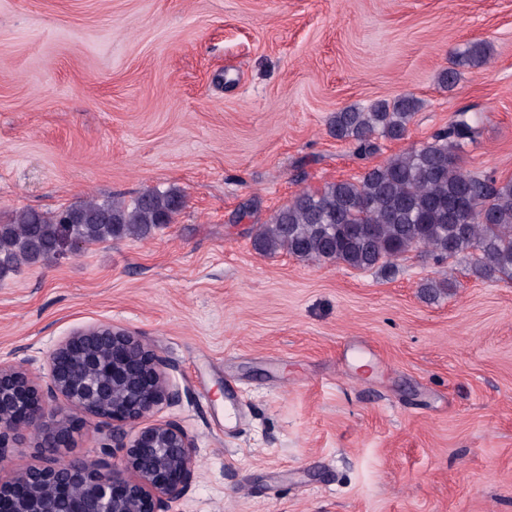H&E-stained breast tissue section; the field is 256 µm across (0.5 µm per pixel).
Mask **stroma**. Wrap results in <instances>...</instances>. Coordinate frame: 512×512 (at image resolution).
<instances>
[{
	"mask_svg": "<svg viewBox=\"0 0 512 512\" xmlns=\"http://www.w3.org/2000/svg\"><path fill=\"white\" fill-rule=\"evenodd\" d=\"M487 63L440 73L471 42ZM410 94L406 136L359 156L332 113ZM485 119L463 167L512 179V0H0V223L180 189L175 223L0 279V361L111 323L180 392L196 445L176 512H512V281L412 251L394 270L263 255L303 190ZM451 280L430 295L429 280ZM106 428L6 471L98 458Z\"/></svg>",
	"mask_w": 512,
	"mask_h": 512,
	"instance_id": "35a3bbf8",
	"label": "stroma"
}]
</instances>
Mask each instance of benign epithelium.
<instances>
[{"label": "benign epithelium", "mask_w": 512, "mask_h": 512, "mask_svg": "<svg viewBox=\"0 0 512 512\" xmlns=\"http://www.w3.org/2000/svg\"><path fill=\"white\" fill-rule=\"evenodd\" d=\"M109 340L104 356L98 344ZM166 359L110 323L80 328L49 355L43 386L20 365L0 362V461L22 442L20 427L41 447L67 448L94 420L109 428L105 448L122 459L69 457L52 466L0 474V512H174L197 479L192 436L172 421L151 420L179 399ZM133 434H128V429ZM78 486L82 494L70 495Z\"/></svg>", "instance_id": "1"}]
</instances>
